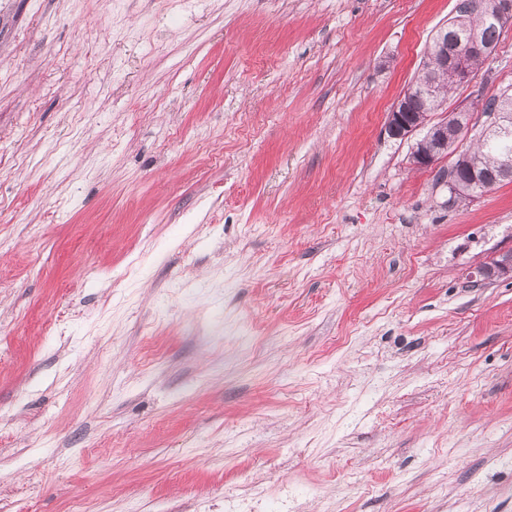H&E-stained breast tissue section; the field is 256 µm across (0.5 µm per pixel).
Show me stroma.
Returning <instances> with one entry per match:
<instances>
[{
  "mask_svg": "<svg viewBox=\"0 0 512 512\" xmlns=\"http://www.w3.org/2000/svg\"><path fill=\"white\" fill-rule=\"evenodd\" d=\"M455 4L0 0V512H512V182L383 132ZM476 272L480 281L512 279V249L496 252L488 261L480 264Z\"/></svg>",
  "mask_w": 512,
  "mask_h": 512,
  "instance_id": "stroma-1",
  "label": "stroma"
}]
</instances>
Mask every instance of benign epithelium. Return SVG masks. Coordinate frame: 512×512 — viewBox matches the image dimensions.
<instances>
[{
	"label": "benign epithelium",
	"mask_w": 512,
	"mask_h": 512,
	"mask_svg": "<svg viewBox=\"0 0 512 512\" xmlns=\"http://www.w3.org/2000/svg\"><path fill=\"white\" fill-rule=\"evenodd\" d=\"M480 10L483 20L493 23L499 30L512 27V0H491L488 5L480 6ZM461 26L462 18L455 16L437 32L433 38L437 57L424 56L420 69L424 77L409 83L387 113L385 131L393 139L405 140L420 130L424 131L422 138L412 146L410 159L416 168L431 167L448 155V119L434 122L431 111L422 118L410 111V100L418 98L426 108L430 101L442 97L449 88L472 84L476 79L472 62L488 60L496 49L495 45L482 42L476 28L462 36L456 35L455 29ZM487 118L481 139L512 137L511 113L493 112ZM468 158L467 150L456 154L451 170L458 174V178L450 183V195L471 200L481 195L483 186L481 177L466 169ZM476 272L484 282L512 279V249L495 253L480 264Z\"/></svg>",
	"instance_id": "1"
}]
</instances>
